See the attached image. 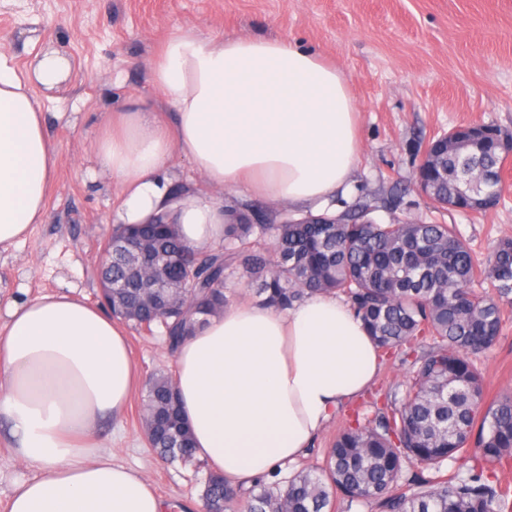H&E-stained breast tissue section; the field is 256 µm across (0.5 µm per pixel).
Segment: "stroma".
I'll list each match as a JSON object with an SVG mask.
<instances>
[{"mask_svg": "<svg viewBox=\"0 0 512 512\" xmlns=\"http://www.w3.org/2000/svg\"><path fill=\"white\" fill-rule=\"evenodd\" d=\"M207 34L263 35L297 41L336 62L360 110L361 153L342 210L360 201L380 223L446 222L478 257L512 236V174L501 204L485 214L435 209L414 177L430 139L453 127L491 124L512 132V0H0V51L32 71L48 50L70 64L66 80L35 86L58 145L44 223L0 254V324L14 303L63 293L100 302V248L110 235L118 194L100 171L96 141L112 109L130 95L157 100L149 65L157 42L175 28ZM141 382L173 373L164 336L127 329ZM490 394L512 391V307L494 349L475 360ZM134 396L98 437L114 461L142 472L176 512H203L208 468L162 462L148 447ZM355 412L347 407L311 448L285 463V481L322 461L330 438Z\"/></svg>", "mask_w": 512, "mask_h": 512, "instance_id": "1", "label": "stroma"}]
</instances>
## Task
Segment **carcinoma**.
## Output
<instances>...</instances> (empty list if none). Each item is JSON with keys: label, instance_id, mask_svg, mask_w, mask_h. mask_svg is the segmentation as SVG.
<instances>
[{"label": "carcinoma", "instance_id": "carcinoma-1", "mask_svg": "<svg viewBox=\"0 0 512 512\" xmlns=\"http://www.w3.org/2000/svg\"><path fill=\"white\" fill-rule=\"evenodd\" d=\"M506 149L493 125L453 129L428 142L415 183L427 184L442 209L486 210L497 203ZM371 211L359 202L294 219L229 205L224 243L203 251L188 249L174 224H118L112 238L133 237L166 256L159 274L179 291L158 312L150 302L156 279L114 262L110 274L124 288L112 296V315L149 332L162 327L173 352L206 316L224 312V282L238 271L260 303L282 310L312 293L343 298L381 355L407 365L401 384L388 383L383 406L355 414L336 432L322 465L285 485L255 483L245 512H333L337 499L344 512L365 505L378 512H512V484L499 476L512 468V392L486 402L471 360L498 344L502 306L512 305V237L479 262L452 224H379ZM478 278L494 292H476ZM144 405L151 448L172 463L196 462L170 375H152ZM409 467L418 474L403 485ZM241 494L223 475L210 474L207 512H229Z\"/></svg>", "mask_w": 512, "mask_h": 512}]
</instances>
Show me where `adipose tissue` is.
I'll return each mask as SVG.
<instances>
[{"mask_svg":"<svg viewBox=\"0 0 512 512\" xmlns=\"http://www.w3.org/2000/svg\"><path fill=\"white\" fill-rule=\"evenodd\" d=\"M48 52L32 74L0 52V252L44 223L57 146L33 84L61 83ZM162 99L130 97L108 118L96 160L119 188L113 218L178 225L194 248L224 237V190L295 208L322 206L350 180L359 109L342 70L279 38H227L181 28L150 63ZM196 175L175 196L172 155ZM0 327V421L33 470L10 512H166L141 472L113 462L97 433L135 387L120 322L67 294L13 305ZM174 381L196 455L239 485L305 454L317 434L373 384L380 354L363 322L330 294L281 311L241 303L174 353Z\"/></svg>","mask_w":512,"mask_h":512,"instance_id":"1","label":"adipose tissue"}]
</instances>
